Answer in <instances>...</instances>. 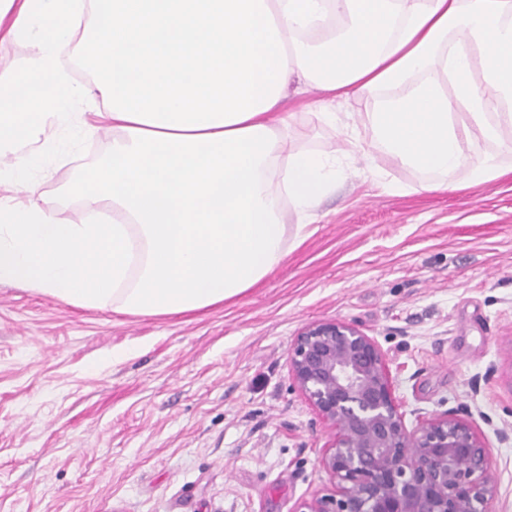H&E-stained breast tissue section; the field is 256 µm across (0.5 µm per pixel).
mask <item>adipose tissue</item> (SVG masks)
Returning a JSON list of instances; mask_svg holds the SVG:
<instances>
[{
  "label": "adipose tissue",
  "instance_id": "obj_1",
  "mask_svg": "<svg viewBox=\"0 0 512 512\" xmlns=\"http://www.w3.org/2000/svg\"><path fill=\"white\" fill-rule=\"evenodd\" d=\"M35 38L25 70L0 71V153L112 132L63 221L31 178L0 167V283L143 317L205 309L256 286L288 254L286 209L313 217L338 157L297 144L290 84L376 99L361 157L418 172L427 192L512 175V0H0V40ZM88 68L103 105L64 65ZM485 66L473 80L474 59ZM493 152L473 159L462 128Z\"/></svg>",
  "mask_w": 512,
  "mask_h": 512
}]
</instances>
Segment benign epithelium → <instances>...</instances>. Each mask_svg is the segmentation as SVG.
Masks as SVG:
<instances>
[{"label": "benign epithelium", "mask_w": 512, "mask_h": 512, "mask_svg": "<svg viewBox=\"0 0 512 512\" xmlns=\"http://www.w3.org/2000/svg\"><path fill=\"white\" fill-rule=\"evenodd\" d=\"M289 366L328 434L319 465L332 482L292 512H492L494 461L468 408L416 410L408 426L374 337L312 321L293 338Z\"/></svg>", "instance_id": "obj_1"}]
</instances>
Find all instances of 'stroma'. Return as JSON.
I'll return each instance as SVG.
<instances>
[{
	"instance_id": "obj_1",
	"label": "stroma",
	"mask_w": 512,
	"mask_h": 512,
	"mask_svg": "<svg viewBox=\"0 0 512 512\" xmlns=\"http://www.w3.org/2000/svg\"><path fill=\"white\" fill-rule=\"evenodd\" d=\"M371 95L333 104L335 128L307 121L300 142L345 150ZM111 133L38 152L59 217L82 215L70 186ZM344 161L312 224L287 214L291 247L257 287L200 311L140 317L0 284V512H291L327 493V434L292 386L288 352L309 322L374 336L396 395L414 409L479 417L498 465L494 512H512V178L421 191L379 159ZM406 186L403 195L386 183ZM127 350L113 363V350Z\"/></svg>"
}]
</instances>
